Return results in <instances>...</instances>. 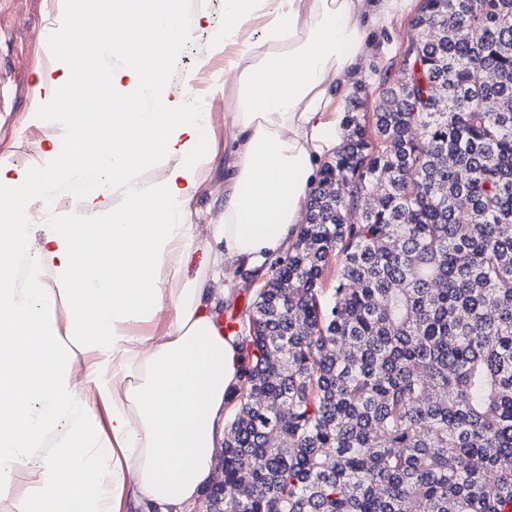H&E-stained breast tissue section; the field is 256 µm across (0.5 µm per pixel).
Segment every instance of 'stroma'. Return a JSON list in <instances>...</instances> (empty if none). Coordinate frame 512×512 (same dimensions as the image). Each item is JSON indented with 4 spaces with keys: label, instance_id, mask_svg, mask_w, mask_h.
Returning a JSON list of instances; mask_svg holds the SVG:
<instances>
[{
    "label": "stroma",
    "instance_id": "stroma-1",
    "mask_svg": "<svg viewBox=\"0 0 512 512\" xmlns=\"http://www.w3.org/2000/svg\"><path fill=\"white\" fill-rule=\"evenodd\" d=\"M69 0H0V168L9 173L20 171L37 174L51 163L50 151L65 142L70 117L54 113L47 92L41 85L44 76L65 74L67 58L62 43L70 42L75 20L68 9ZM420 0L393 15L388 24L370 29V53L363 61L353 88L365 99V112H372L383 88L399 76V67L410 37V21ZM179 19L188 35L183 49L171 62L161 96L173 106L189 101L191 111L206 110L208 122L200 137L209 145L214 158L204 164L197 191L190 203L189 222L199 242L187 262L189 271L211 269L223 262L222 246L212 244L211 227L221 223L224 214V168L229 153L224 148L230 127L224 114V47L212 38L213 30L224 26V0H179ZM53 31V40L43 38ZM127 186L107 187L93 208L81 202L83 187L60 180L56 195L65 202L52 214H45L36 197H28L23 221L29 224L31 242L28 251L17 261L12 277L24 284L30 266L38 257L47 232V219L55 223H109L112 212L126 202ZM232 291H225L224 278L211 283L217 298L214 312L218 320L248 319L250 304L262 283L234 274Z\"/></svg>",
    "mask_w": 512,
    "mask_h": 512
}]
</instances>
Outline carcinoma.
<instances>
[{"instance_id": "obj_1", "label": "carcinoma", "mask_w": 512, "mask_h": 512, "mask_svg": "<svg viewBox=\"0 0 512 512\" xmlns=\"http://www.w3.org/2000/svg\"><path fill=\"white\" fill-rule=\"evenodd\" d=\"M411 27L420 70L370 123L352 101L252 303L215 512L512 502V0H421Z\"/></svg>"}]
</instances>
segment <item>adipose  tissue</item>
<instances>
[{"instance_id": "1", "label": "adipose tissue", "mask_w": 512, "mask_h": 512, "mask_svg": "<svg viewBox=\"0 0 512 512\" xmlns=\"http://www.w3.org/2000/svg\"><path fill=\"white\" fill-rule=\"evenodd\" d=\"M408 0H224V84L233 148L224 178V221L213 225L225 268L263 276L303 224L319 163L338 149L349 77L368 53L367 34ZM261 36L242 38L258 13ZM82 55L131 60L130 95L100 97L94 126L76 124L73 150H53L38 175L0 169V501L9 512H184L209 483L224 439L228 399L241 383L242 350L211 311L207 274H190L197 239L188 206L199 168L193 113L159 97L186 31L176 0H76ZM178 157L153 191L129 190L108 224L50 227L42 258L55 287L10 273L29 246L17 189L55 193L84 180L92 204L107 184ZM102 281L92 292L88 281ZM71 314L64 335L47 330L54 300ZM164 335L147 330L164 309ZM93 355L82 381L69 367ZM51 451L41 452L46 436Z\"/></svg>"}]
</instances>
